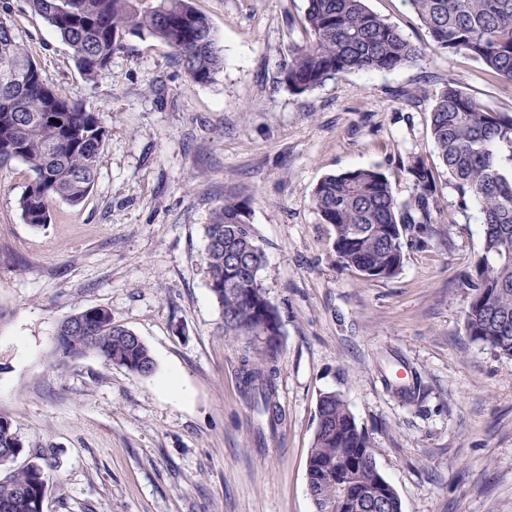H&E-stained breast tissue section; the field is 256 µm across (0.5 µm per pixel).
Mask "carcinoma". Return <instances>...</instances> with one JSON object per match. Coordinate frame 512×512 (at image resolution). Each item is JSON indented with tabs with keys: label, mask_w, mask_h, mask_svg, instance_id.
<instances>
[{
	"label": "carcinoma",
	"mask_w": 512,
	"mask_h": 512,
	"mask_svg": "<svg viewBox=\"0 0 512 512\" xmlns=\"http://www.w3.org/2000/svg\"><path fill=\"white\" fill-rule=\"evenodd\" d=\"M430 38L429 47L463 53L479 62L493 81L512 85V0H409ZM73 50L89 81L108 70L126 40H155L169 46L178 64L198 85L214 81L224 67L209 19L191 0H28ZM302 41L288 49L282 83L304 93L350 72L392 71L425 61V48L373 12L366 0H307ZM429 132L448 187L460 207L477 204L482 240L462 275L468 289L466 335L512 359V112L490 108L448 80L429 113ZM105 130L96 111L48 86L37 63L15 33L9 2L0 3V168L25 165L28 185L17 202L21 219L40 226L50 221L53 203L81 204L95 185ZM416 187L411 201L398 204L388 177L376 168H358L324 177L312 194L320 220L334 232L336 261L368 280L397 275L404 248L427 233L441 210L431 168L415 159L406 169ZM208 286L217 301L224 335L244 339L240 362L242 391L257 417L259 438L275 434L278 403L280 316L259 274L264 254L250 222V203L227 196L204 228ZM81 326L61 322L55 357L89 354L132 374L149 376L155 362L131 330L112 323V313L87 308L74 313ZM22 451V442L0 417V466ZM354 456L362 465L348 489L370 490L375 498L357 512H402L395 489L379 473L374 451L345 401L320 396L307 483L327 492L336 459ZM42 465L32 463L0 479V512H39L47 494Z\"/></svg>",
	"instance_id": "cac0c4a2"
}]
</instances>
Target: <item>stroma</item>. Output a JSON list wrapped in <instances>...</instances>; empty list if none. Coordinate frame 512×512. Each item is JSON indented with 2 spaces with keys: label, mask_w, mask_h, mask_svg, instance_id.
Here are the masks:
<instances>
[{
  "label": "stroma",
  "mask_w": 512,
  "mask_h": 512,
  "mask_svg": "<svg viewBox=\"0 0 512 512\" xmlns=\"http://www.w3.org/2000/svg\"><path fill=\"white\" fill-rule=\"evenodd\" d=\"M10 4L45 81L96 109L106 140L90 195L56 203L43 226L20 217L25 166L0 169V416L23 443L0 478L47 458L44 512H315L306 462L318 399L335 392L403 512H512V359L464 328L477 206L439 185L441 220L405 247L396 276L367 281L337 263L311 205L323 177L368 167L406 204L404 167L439 165L429 113L444 83L503 111L512 86L432 51L290 92L280 71L306 0H194L224 56L212 84L134 37L90 82L27 0ZM367 5L428 44L408 0ZM229 195L251 204L282 324L283 417L262 443L240 388L243 341L224 333L204 262L203 227ZM89 307L145 341L151 376L93 355L56 362L58 324ZM407 370L421 381L411 401L386 384ZM174 373L178 396L164 390Z\"/></svg>",
  "instance_id": "35a3bbf8"
}]
</instances>
